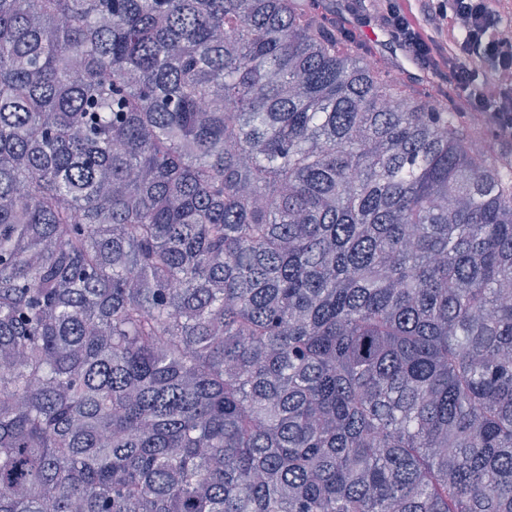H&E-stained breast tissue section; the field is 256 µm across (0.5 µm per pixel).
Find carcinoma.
Listing matches in <instances>:
<instances>
[{"mask_svg": "<svg viewBox=\"0 0 512 512\" xmlns=\"http://www.w3.org/2000/svg\"><path fill=\"white\" fill-rule=\"evenodd\" d=\"M321 0H0V512H512V167Z\"/></svg>", "mask_w": 512, "mask_h": 512, "instance_id": "cac0c4a2", "label": "carcinoma"}]
</instances>
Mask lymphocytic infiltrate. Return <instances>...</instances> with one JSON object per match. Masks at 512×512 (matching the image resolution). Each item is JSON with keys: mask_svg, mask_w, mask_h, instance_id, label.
<instances>
[{"mask_svg": "<svg viewBox=\"0 0 512 512\" xmlns=\"http://www.w3.org/2000/svg\"><path fill=\"white\" fill-rule=\"evenodd\" d=\"M371 2L391 41L448 82L459 113H486L494 138H512V0Z\"/></svg>", "mask_w": 512, "mask_h": 512, "instance_id": "1", "label": "lymphocytic infiltrate"}]
</instances>
